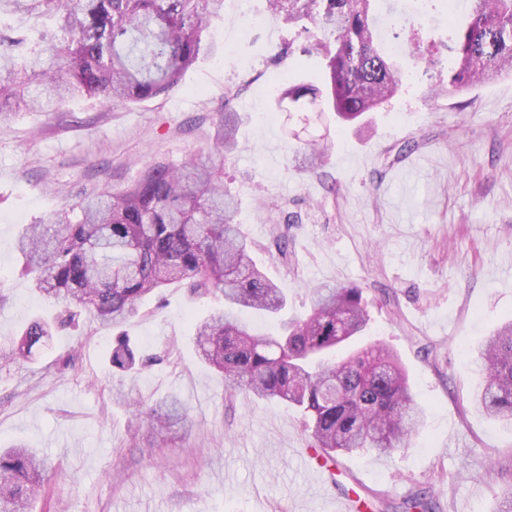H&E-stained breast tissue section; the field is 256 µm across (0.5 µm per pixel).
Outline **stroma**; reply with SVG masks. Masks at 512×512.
Listing matches in <instances>:
<instances>
[{
    "instance_id": "35a3bbf8",
    "label": "stroma",
    "mask_w": 512,
    "mask_h": 512,
    "mask_svg": "<svg viewBox=\"0 0 512 512\" xmlns=\"http://www.w3.org/2000/svg\"><path fill=\"white\" fill-rule=\"evenodd\" d=\"M254 7L264 25H247L237 0H224L208 28L222 53L202 56L168 95L107 107L74 98L0 131V336L59 313L21 273L22 227L85 193L122 190L149 164L207 152L233 89L244 123L224 184L256 262L288 297L286 317L309 310L312 287L363 288L370 329L356 345L397 351L422 427L394 455L339 457L317 488L299 461L310 444L304 414L248 393L226 398L193 343L217 302L175 283L126 325L152 361L137 377L112 371V332L88 316L58 329L38 361L0 365V447L28 444L50 464L32 512H334L338 498L361 503L373 491L384 512L421 492L432 512H494L503 483L489 467H512V429L471 405L481 375L470 351L512 318V282L498 274L512 259V77L433 100L417 79L361 132L330 112H275L276 76L318 85L324 62L276 61L288 27L266 0ZM378 17L424 27L435 42L448 35L443 0H428L421 17L385 0ZM239 51L253 68L238 66ZM325 134L322 164L300 165L304 143ZM282 229L284 256L269 248ZM169 396L188 422L164 443L130 427L137 403Z\"/></svg>"
}]
</instances>
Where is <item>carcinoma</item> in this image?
Returning <instances> with one entry per match:
<instances>
[{
  "instance_id": "cac0c4a2",
  "label": "carcinoma",
  "mask_w": 512,
  "mask_h": 512,
  "mask_svg": "<svg viewBox=\"0 0 512 512\" xmlns=\"http://www.w3.org/2000/svg\"><path fill=\"white\" fill-rule=\"evenodd\" d=\"M270 14L308 21L320 32L297 49L324 60L323 87L280 88L277 110L323 112L353 122L406 85L403 66L380 52L373 0H269ZM52 20L56 32L32 40L0 31V128L18 112H44L68 98L105 105L137 103L179 87L184 73L218 46L203 33L224 0H22ZM468 21L448 16L451 56L440 84L464 92L512 75V0H468ZM432 79L433 43L414 31L407 39ZM293 43L278 58L294 55ZM242 121L233 108L218 122L217 164L191 154L181 164L155 163L122 191L104 190L63 207L46 224L19 236L22 274L34 290L60 305L63 324L81 314L112 330L109 364L130 374L142 359L124 326L142 301L174 282L197 297L218 296L223 308L196 325L202 360L224 377L228 396L246 392L300 409L310 419V448L325 462L338 455L391 456L407 447L423 419L399 358L378 344L336 352L367 331L370 317L355 284L311 289L310 310L259 334L248 315L279 322L287 296L252 258V244L234 223L235 197L224 190V161L237 147ZM52 338V324L32 319L0 362L32 360ZM483 382L474 405L512 428V319L479 349ZM175 397L134 415L152 432L183 423ZM47 459L25 444L0 451V512H30L40 495Z\"/></svg>"
}]
</instances>
